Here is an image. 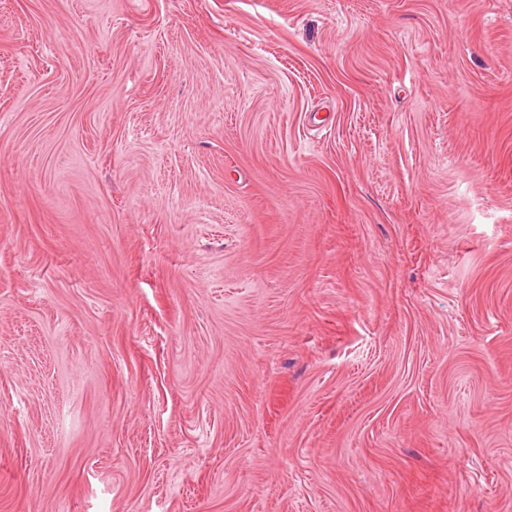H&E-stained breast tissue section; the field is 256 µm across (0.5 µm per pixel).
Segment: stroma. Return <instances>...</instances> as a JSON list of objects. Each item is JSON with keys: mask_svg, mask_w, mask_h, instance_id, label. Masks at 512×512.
Masks as SVG:
<instances>
[{"mask_svg": "<svg viewBox=\"0 0 512 512\" xmlns=\"http://www.w3.org/2000/svg\"><path fill=\"white\" fill-rule=\"evenodd\" d=\"M0 512H512V0H0Z\"/></svg>", "mask_w": 512, "mask_h": 512, "instance_id": "1", "label": "stroma"}]
</instances>
